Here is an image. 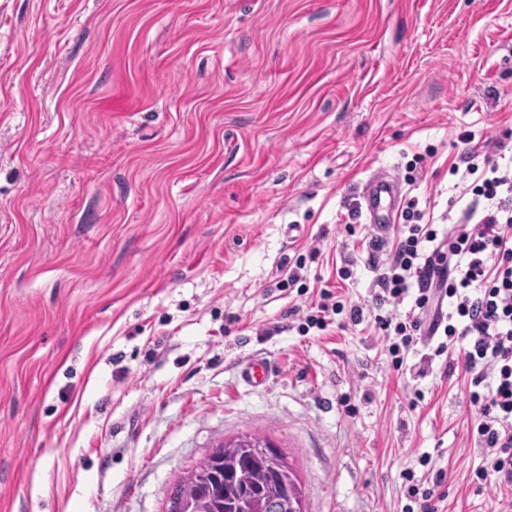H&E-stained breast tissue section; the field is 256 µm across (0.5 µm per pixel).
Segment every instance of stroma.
I'll return each mask as SVG.
<instances>
[{
  "instance_id": "obj_1",
  "label": "stroma",
  "mask_w": 512,
  "mask_h": 512,
  "mask_svg": "<svg viewBox=\"0 0 512 512\" xmlns=\"http://www.w3.org/2000/svg\"><path fill=\"white\" fill-rule=\"evenodd\" d=\"M498 140L512 0H0V512H165L245 432L306 512H403L440 469L445 512H497L458 347L393 371L370 323L301 334L281 282L316 246L306 286L369 299L363 182L444 225Z\"/></svg>"
}]
</instances>
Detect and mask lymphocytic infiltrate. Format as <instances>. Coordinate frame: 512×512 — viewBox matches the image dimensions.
<instances>
[{"mask_svg": "<svg viewBox=\"0 0 512 512\" xmlns=\"http://www.w3.org/2000/svg\"><path fill=\"white\" fill-rule=\"evenodd\" d=\"M463 162L482 182L458 220L444 229L420 223L417 201L408 200L370 301L320 289L298 329L323 331L338 316L354 325L370 320L396 371L424 341L437 339V357L459 346L470 377L472 433L489 456L475 483L512 489V161L475 148Z\"/></svg>", "mask_w": 512, "mask_h": 512, "instance_id": "lymphocytic-infiltrate-1", "label": "lymphocytic infiltrate"}]
</instances>
